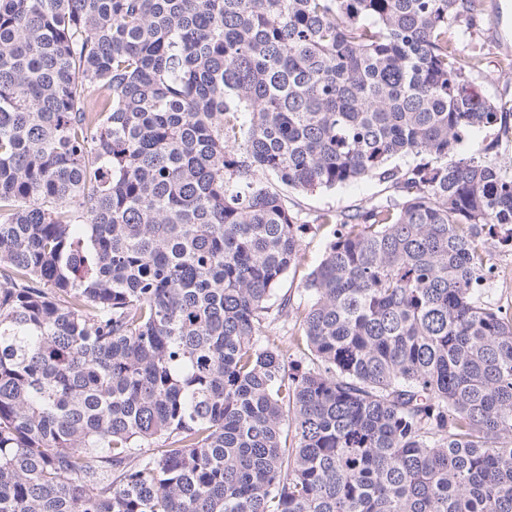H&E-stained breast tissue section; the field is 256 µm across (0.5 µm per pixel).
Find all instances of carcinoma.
Here are the masks:
<instances>
[{
	"instance_id": "1",
	"label": "carcinoma",
	"mask_w": 512,
	"mask_h": 512,
	"mask_svg": "<svg viewBox=\"0 0 512 512\" xmlns=\"http://www.w3.org/2000/svg\"><path fill=\"white\" fill-rule=\"evenodd\" d=\"M463 19L0 0V512H512V163L462 152L509 126ZM373 177L278 294V185ZM313 227L308 229L302 238V262L296 269L289 272L288 277L282 282L278 290L281 295L288 292V295H291V299L296 304L307 302V297L303 292V282L307 274L322 259L332 229V226H329L316 231ZM495 265L509 269V276L489 281V297L493 302L512 305V248L494 249Z\"/></svg>"
}]
</instances>
